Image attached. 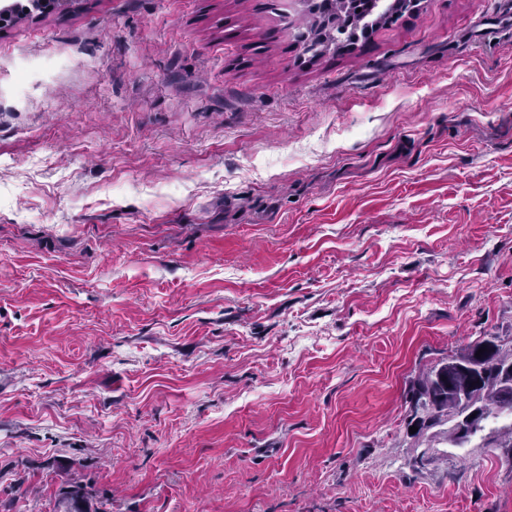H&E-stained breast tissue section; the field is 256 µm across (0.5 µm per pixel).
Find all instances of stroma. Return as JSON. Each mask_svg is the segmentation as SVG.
<instances>
[{
	"instance_id": "1",
	"label": "stroma",
	"mask_w": 512,
	"mask_h": 512,
	"mask_svg": "<svg viewBox=\"0 0 512 512\" xmlns=\"http://www.w3.org/2000/svg\"><path fill=\"white\" fill-rule=\"evenodd\" d=\"M305 0L0 28V512H512L409 384L512 341V0L351 49ZM59 504L63 512H90L88 491L79 483H69L61 489Z\"/></svg>"
}]
</instances>
